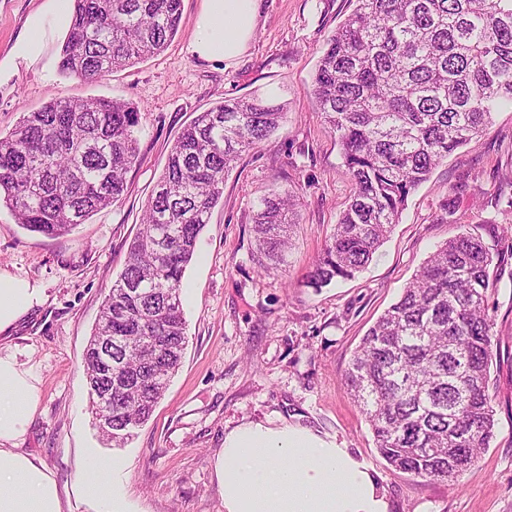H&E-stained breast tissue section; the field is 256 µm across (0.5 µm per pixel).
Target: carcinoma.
<instances>
[{
    "label": "carcinoma",
    "instance_id": "1",
    "mask_svg": "<svg viewBox=\"0 0 512 512\" xmlns=\"http://www.w3.org/2000/svg\"><path fill=\"white\" fill-rule=\"evenodd\" d=\"M181 2L73 0L59 72L98 82L161 53L178 31ZM313 87L354 185L307 276L318 289L362 270L410 193L512 106V0H356L327 40ZM138 114L105 97L52 100L24 113L0 137V206L50 237L86 223L125 192L140 156ZM283 118V105L261 97L228 99L175 140L92 333L112 331V387L97 382L95 349L84 354L93 419L112 390L111 441L129 439L148 420L179 368L180 284L223 195L224 173ZM298 202L288 190L261 201V269L283 261ZM492 263L480 238L449 239L353 353L344 384L396 470L452 480L493 438Z\"/></svg>",
    "mask_w": 512,
    "mask_h": 512
}]
</instances>
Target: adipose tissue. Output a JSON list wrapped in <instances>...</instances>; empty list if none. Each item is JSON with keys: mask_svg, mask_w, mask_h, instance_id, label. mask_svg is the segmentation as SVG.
Returning a JSON list of instances; mask_svg holds the SVG:
<instances>
[{"mask_svg": "<svg viewBox=\"0 0 512 512\" xmlns=\"http://www.w3.org/2000/svg\"><path fill=\"white\" fill-rule=\"evenodd\" d=\"M31 15L28 36L13 59L34 60L45 48L47 25L70 19V0H49ZM190 51L208 61L240 55L251 39L258 0H203ZM39 288L0 272V333L40 302ZM39 402L34 374L0 351V512H65L45 463L16 448ZM214 473L224 490V512H389L370 469L349 449L290 424H245L227 433Z\"/></svg>", "mask_w": 512, "mask_h": 512, "instance_id": "ef3b65f1", "label": "adipose tissue"}]
</instances>
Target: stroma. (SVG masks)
<instances>
[{
    "label": "stroma",
    "mask_w": 512,
    "mask_h": 512,
    "mask_svg": "<svg viewBox=\"0 0 512 512\" xmlns=\"http://www.w3.org/2000/svg\"><path fill=\"white\" fill-rule=\"evenodd\" d=\"M46 0H0V60ZM203 0H182L168 47L87 84L58 70L64 33L47 30L45 51L0 72V136L52 99L120 98L139 109L140 160L120 201L70 234L46 237L0 207V269L42 288V303L0 334L37 378L39 404L19 444L41 459L67 512H106L83 484L87 457L112 460L120 512H224L214 462L225 435L247 423L311 429L365 462L390 512H512V109L496 112L478 137L435 167L408 198L373 259L354 278L305 286L353 193L340 146L314 106L313 75L354 0H260L257 25L237 58L206 61L189 51ZM258 95L283 104L279 128L242 154L224 176L180 297L187 346L151 418L125 447L93 425L83 376L86 346L122 271L128 242L180 131L224 100ZM293 190L299 222L283 263L258 268L252 231L261 198ZM453 201L452 216L442 206ZM493 254L488 313L499 336L490 367L495 434L457 480L393 470L359 405L341 383L375 320L398 301L418 268L461 232Z\"/></svg>",
    "instance_id": "1"
}]
</instances>
